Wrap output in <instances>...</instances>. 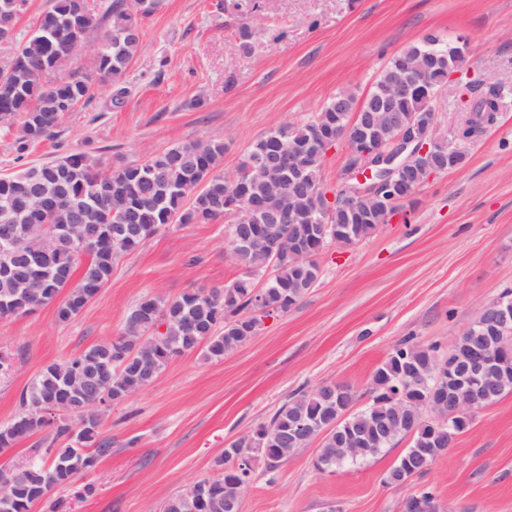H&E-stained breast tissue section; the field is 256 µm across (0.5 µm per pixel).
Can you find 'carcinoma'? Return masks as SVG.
I'll return each instance as SVG.
<instances>
[{
  "mask_svg": "<svg viewBox=\"0 0 512 512\" xmlns=\"http://www.w3.org/2000/svg\"><path fill=\"white\" fill-rule=\"evenodd\" d=\"M162 0H112L103 16L90 8L87 0H51L40 16L36 29L18 44L5 64L0 65V128L10 132L19 123L16 150L24 153L31 145L57 134L64 113L93 96L95 86L118 84L135 58L141 37L142 19L155 13ZM115 18L108 39L112 47L93 59L88 73L63 74L61 61L71 49L86 41L101 23ZM462 56L456 44L442 43L428 36L395 55L381 71L361 106L355 96L340 93L317 113L316 118L296 125H284L257 140L239 170L236 192L227 193L221 169L226 146L210 141L199 148L178 143L146 159L105 165L84 152H74L9 176H0V230L8 228L17 250L8 259L0 258V317L19 316L35 308L58 302L61 322L74 319L112 275L116 260L136 250L147 239L171 224H207L226 215L243 234L250 225L240 222L228 207L231 196L259 203L258 223L278 255L262 288L266 315L285 314L302 300L317 281L319 266L313 262L297 266L279 256L290 243L316 246L312 226L317 200L312 197L288 200V192L273 180H255L252 169L260 163L280 165V143L290 151L303 149L310 141L318 148L334 143L336 134L354 137L371 112L378 111L394 84L404 80L409 90L391 102L393 109L410 120L418 112H431L432 100L447 84L448 69ZM495 90L473 100L470 114L458 130L469 139L493 124L500 112ZM293 208L298 214L292 224H271L265 220ZM383 216L381 202L374 197L360 201V217L353 218L342 208L329 216L332 224L353 226L354 240L369 235ZM80 223L81 237L93 248L84 254L74 252L66 239L49 257L42 254L46 235L63 232ZM234 256L242 275L223 288H199L173 300L153 295L140 299L128 311L124 333L96 344L64 363L46 366L21 392V412L32 416L21 429L14 422L0 425V452L13 447L16 438L31 436L55 425L53 442L44 455L7 469L0 468V480L11 479L12 499L0 512H31L49 492L69 486L79 469L89 470L112 453V438L102 434V419L91 418L76 427L52 423L34 416L50 403L78 409L95 399V387L105 375L110 380L112 405L125 401L144 389L176 357L202 350L209 359L221 360L254 336L250 315L254 309L253 276L261 268V254L250 248H237ZM82 275L70 287L77 266ZM63 300H58L65 288ZM157 334L152 356H142L132 331ZM490 339L469 333L454 345L455 359L463 362L477 348H486ZM447 351L439 344L422 345L406 339L393 348L372 376L366 391L369 402L352 411L361 395L350 387L341 392L331 388L301 391L291 395L270 420L231 442L215 461L216 474L187 485L165 500L163 512H235L242 486L249 483L252 465L236 462V457L262 446L266 469L276 470L298 448L291 429L300 420L321 426L325 432L315 467L333 472L347 462L365 460L394 446L404 438L410 445L402 453L410 468H394L389 484H405L420 476L419 463L434 459L448 450V441L434 437L431 427L414 420L415 410L407 406L397 412L390 395L421 400L430 395L433 382L410 385L404 374L424 369L443 359ZM499 392L479 405L483 409L512 390V360L497 376ZM371 437V450L355 459L341 451V436L347 429Z\"/></svg>",
  "mask_w": 512,
  "mask_h": 512,
  "instance_id": "obj_1",
  "label": "carcinoma"
}]
</instances>
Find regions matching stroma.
<instances>
[{
	"instance_id": "obj_1",
	"label": "stroma",
	"mask_w": 512,
	"mask_h": 512,
	"mask_svg": "<svg viewBox=\"0 0 512 512\" xmlns=\"http://www.w3.org/2000/svg\"><path fill=\"white\" fill-rule=\"evenodd\" d=\"M243 27L247 55L236 48ZM430 34L469 43L435 102L440 133L463 164L424 183L413 205L367 238L324 248L307 295L224 359L199 351L175 359L112 407L102 424L111 456L31 512H161L168 495L213 475L224 449L293 392L325 382L365 392L394 346L411 337L451 348L481 305L512 287V0H163L142 21L125 98L97 87L88 104L65 113L54 138L23 154L15 134L0 132V175L72 152L133 162L208 140L225 143L222 168L231 174L271 130L305 122L339 92L364 99L396 53ZM492 87L501 95L496 121L458 139L472 98ZM232 222L160 231L115 262L70 322L52 304L0 317V350L14 357L0 376V423L17 414L20 393L47 365L119 336L144 295L171 300L241 275L228 244ZM407 446L326 474L315 468L316 443L272 472L256 460L241 512H402L419 485L445 512H512V390L478 410L423 476L388 484Z\"/></svg>"
}]
</instances>
